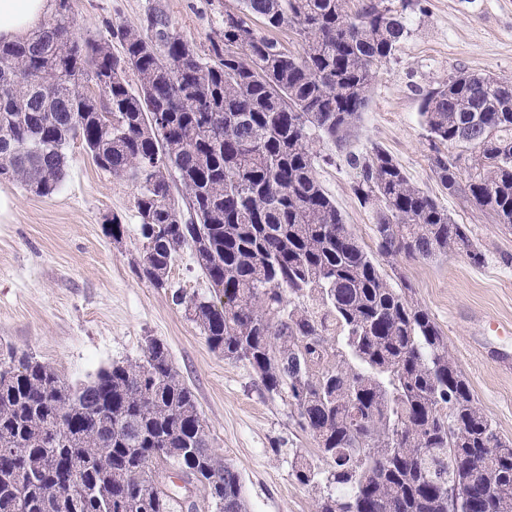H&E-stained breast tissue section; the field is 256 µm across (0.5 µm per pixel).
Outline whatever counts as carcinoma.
Returning a JSON list of instances; mask_svg holds the SVG:
<instances>
[{"mask_svg": "<svg viewBox=\"0 0 512 512\" xmlns=\"http://www.w3.org/2000/svg\"><path fill=\"white\" fill-rule=\"evenodd\" d=\"M410 5L362 0L350 14L343 0H238L201 54L160 10L143 30L79 38L72 0H55L28 38L0 41V179L54 195L78 138L97 167L136 183L140 276L163 288L191 251L224 300H173L315 439L317 458L296 450L291 461L300 484L323 491L315 512H507L512 444L411 283L392 286L376 259L482 254L386 150L350 149ZM284 28L301 51L270 36ZM506 94L512 83L465 71L423 94L420 115L440 184L511 231ZM315 137L345 151L356 197L374 208L377 254L319 181ZM170 469L193 485L191 502L149 482ZM73 488L67 512H141L143 500L148 512H248L240 473L211 448L191 388L155 339L87 382L29 353L0 362V512H62Z\"/></svg>", "mask_w": 512, "mask_h": 512, "instance_id": "1", "label": "carcinoma"}]
</instances>
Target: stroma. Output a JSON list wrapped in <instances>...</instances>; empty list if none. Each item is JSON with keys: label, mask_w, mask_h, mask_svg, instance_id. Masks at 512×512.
<instances>
[{"label": "stroma", "mask_w": 512, "mask_h": 512, "mask_svg": "<svg viewBox=\"0 0 512 512\" xmlns=\"http://www.w3.org/2000/svg\"><path fill=\"white\" fill-rule=\"evenodd\" d=\"M236 0H74L79 36L106 35L110 26H143L161 7L170 26L207 51ZM408 35L374 79L352 138L355 150L378 145L411 182L466 225L481 262L454 254L428 260L380 259L384 273L402 274L448 341L474 398L512 442V231L484 210L448 194L429 158L419 115L423 93L459 70L512 82V0H413ZM319 181L345 224L375 250L371 209L354 194V171L332 144L314 140ZM67 178L49 198L0 180V347L37 355L65 379L90 380L98 369L140 357L154 338L194 392L216 454L241 473L249 512H314L317 491L299 484L290 450L317 455L288 406L263 391L247 365L211 350L172 293L208 294L210 285L182 252L169 285L139 277V224L134 183L102 171L80 143L66 150ZM126 228L121 242L105 235L112 216ZM501 324L491 331L488 319Z\"/></svg>", "instance_id": "1"}]
</instances>
